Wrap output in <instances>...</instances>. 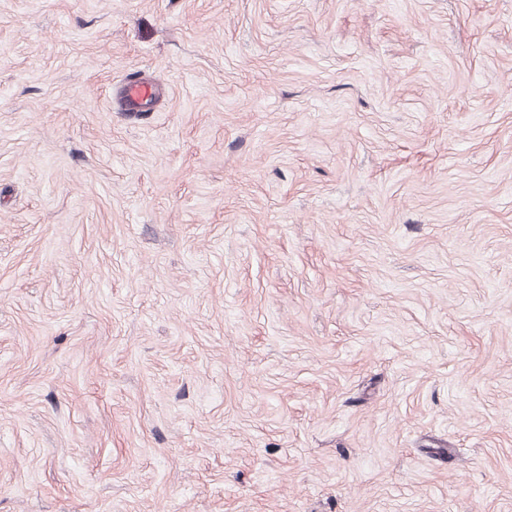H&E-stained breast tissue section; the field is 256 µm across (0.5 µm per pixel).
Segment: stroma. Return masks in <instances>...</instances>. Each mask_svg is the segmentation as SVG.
<instances>
[{"label":"stroma","mask_w":512,"mask_h":512,"mask_svg":"<svg viewBox=\"0 0 512 512\" xmlns=\"http://www.w3.org/2000/svg\"><path fill=\"white\" fill-rule=\"evenodd\" d=\"M0 512H512V0H0ZM156 90L151 83L139 80L123 83L120 89V98L128 112H138L152 103Z\"/></svg>","instance_id":"1"}]
</instances>
